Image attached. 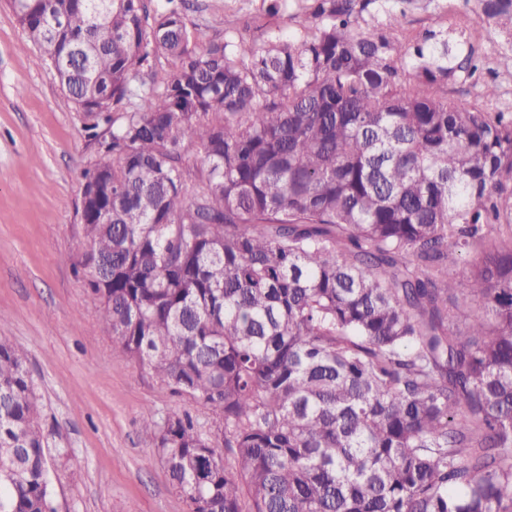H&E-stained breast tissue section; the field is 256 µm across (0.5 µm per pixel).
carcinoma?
Here are the masks:
<instances>
[{
  "instance_id": "obj_1",
  "label": "carcinoma",
  "mask_w": 512,
  "mask_h": 512,
  "mask_svg": "<svg viewBox=\"0 0 512 512\" xmlns=\"http://www.w3.org/2000/svg\"><path fill=\"white\" fill-rule=\"evenodd\" d=\"M148 2L9 6L94 113L75 266L101 329L230 455L146 411L173 491L190 512H512V113L494 84L448 91L480 56L408 36L407 0H302L261 45ZM482 13L512 33V0ZM58 436L0 336V512H54Z\"/></svg>"
}]
</instances>
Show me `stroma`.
I'll list each match as a JSON object with an SVG mask.
<instances>
[{"label":"stroma","instance_id":"stroma-1","mask_svg":"<svg viewBox=\"0 0 512 512\" xmlns=\"http://www.w3.org/2000/svg\"><path fill=\"white\" fill-rule=\"evenodd\" d=\"M261 0H193L189 26L211 38L244 37L297 27L288 13L248 23ZM480 0H419L405 25L419 34L474 21L466 37L480 54L498 56L512 38L483 21ZM0 0V336L21 348L47 426L58 429L68 457L52 480L55 512H190L170 486L146 410L190 413L209 432L212 414L173 394L147 368L121 353L98 321L99 304L73 263L85 240L77 215L82 170L98 144L36 50Z\"/></svg>","mask_w":512,"mask_h":512}]
</instances>
